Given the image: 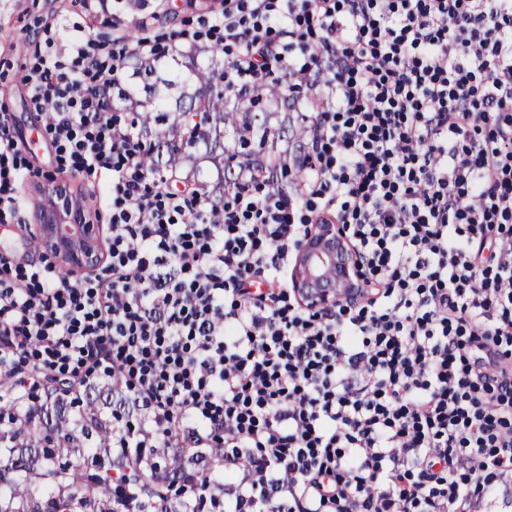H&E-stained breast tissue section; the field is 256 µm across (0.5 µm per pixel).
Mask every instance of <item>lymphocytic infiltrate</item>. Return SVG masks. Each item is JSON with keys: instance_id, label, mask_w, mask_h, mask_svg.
<instances>
[{"instance_id": "lymphocytic-infiltrate-1", "label": "lymphocytic infiltrate", "mask_w": 512, "mask_h": 512, "mask_svg": "<svg viewBox=\"0 0 512 512\" xmlns=\"http://www.w3.org/2000/svg\"><path fill=\"white\" fill-rule=\"evenodd\" d=\"M224 96L278 83L311 129L300 178L209 198L143 163L115 84L155 42L69 39L28 94L62 159L100 177L107 272L0 278V381L28 423L49 380L110 379L124 503L166 512L137 474L182 468L180 512H467L512 473V0H221ZM14 117L0 112V223L25 206ZM364 268L356 309L288 303L280 273L315 224Z\"/></svg>"}]
</instances>
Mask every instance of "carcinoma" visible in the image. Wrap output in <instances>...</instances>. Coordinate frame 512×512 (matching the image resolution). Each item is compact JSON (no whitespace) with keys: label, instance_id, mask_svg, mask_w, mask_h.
<instances>
[{"label":"carcinoma","instance_id":"cac0c4a2","mask_svg":"<svg viewBox=\"0 0 512 512\" xmlns=\"http://www.w3.org/2000/svg\"><path fill=\"white\" fill-rule=\"evenodd\" d=\"M223 73L220 52L213 49L208 63L193 61L181 75L161 78L149 65L140 68L141 99L118 93V99L141 108L138 125L153 142L144 155L148 168L178 172L196 161L187 148L199 144L209 158L228 154L235 160L221 176L224 190L231 192L270 158L304 147L308 129L291 120L287 92L272 89L280 104L276 111L257 110L259 98L253 95L230 109ZM259 131L255 148L252 137ZM103 399L97 386L81 395L62 389L46 395L33 414L27 444L10 449L0 464V512H112V458L102 448L112 429L99 421ZM187 464L188 457L177 454L144 472V485L173 505L169 512H179L180 497L167 488L166 473Z\"/></svg>","mask_w":512,"mask_h":512}]
</instances>
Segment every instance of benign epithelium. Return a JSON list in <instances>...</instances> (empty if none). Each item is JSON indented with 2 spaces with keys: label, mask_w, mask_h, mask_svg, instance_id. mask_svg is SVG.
I'll return each mask as SVG.
<instances>
[{
  "label": "benign epithelium",
  "mask_w": 512,
  "mask_h": 512,
  "mask_svg": "<svg viewBox=\"0 0 512 512\" xmlns=\"http://www.w3.org/2000/svg\"><path fill=\"white\" fill-rule=\"evenodd\" d=\"M45 251L63 260L61 251L84 254L85 266L102 259L96 224H63L53 212L41 215ZM362 275L342 226L315 224L299 244L293 288L299 300L312 310H331L359 299Z\"/></svg>",
  "instance_id": "benign-epithelium-1"
}]
</instances>
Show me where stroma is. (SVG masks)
<instances>
[{
  "label": "stroma",
  "mask_w": 512,
  "mask_h": 512,
  "mask_svg": "<svg viewBox=\"0 0 512 512\" xmlns=\"http://www.w3.org/2000/svg\"><path fill=\"white\" fill-rule=\"evenodd\" d=\"M156 5V0H128L124 22L132 36L143 31L136 21L145 16L150 22L145 31L161 36L165 48L182 46L183 34L196 31L201 35L197 56H209L213 41L206 32L212 21L200 0H176L170 11L161 14L156 13ZM53 23L58 26L56 38L60 41L77 30L94 43L112 39L110 24L89 15L83 0H0V111L13 113L15 137L28 167L24 180L16 186L27 205L17 222L0 224V242L6 244L20 237L38 236L39 204L54 186L65 184L88 197L98 189L96 178L57 167L44 116L32 108L28 99L26 75L35 58L36 41Z\"/></svg>",
  "instance_id": "35a3bbf8"
}]
</instances>
